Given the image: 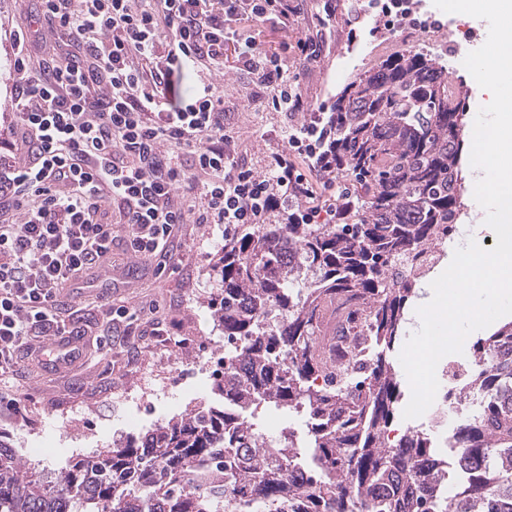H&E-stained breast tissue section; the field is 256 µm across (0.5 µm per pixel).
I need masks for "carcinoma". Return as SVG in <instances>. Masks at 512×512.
Here are the masks:
<instances>
[{"instance_id":"cac0c4a2","label":"carcinoma","mask_w":512,"mask_h":512,"mask_svg":"<svg viewBox=\"0 0 512 512\" xmlns=\"http://www.w3.org/2000/svg\"><path fill=\"white\" fill-rule=\"evenodd\" d=\"M462 98L413 48L347 82L325 116L354 187L336 223L275 212L224 244L223 404L47 475L1 439L0 512H512V321L473 345L449 482L428 434L385 442L400 399L387 351L414 293L386 271L462 215ZM263 406L305 412L307 438H263L245 417Z\"/></svg>"}]
</instances>
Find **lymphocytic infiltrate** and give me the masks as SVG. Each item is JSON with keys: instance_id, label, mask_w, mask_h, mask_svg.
Returning <instances> with one entry per match:
<instances>
[{"instance_id": "obj_1", "label": "lymphocytic infiltrate", "mask_w": 512, "mask_h": 512, "mask_svg": "<svg viewBox=\"0 0 512 512\" xmlns=\"http://www.w3.org/2000/svg\"><path fill=\"white\" fill-rule=\"evenodd\" d=\"M42 0L40 26L15 41L16 112L6 145L16 160L0 173V381L22 364L65 373L85 359L90 336H155L157 324L121 301L95 297L96 319L64 300L110 270L114 252L165 267L184 224H220L225 236L263 223L275 208L296 224L335 223L333 127L322 113L289 129L258 175L214 85L188 103L173 100L183 71L235 59L256 106L303 111L286 60L310 67L336 24L334 0L307 14L303 0ZM55 44L38 70L27 64L44 33ZM191 160L182 165L180 152ZM64 343L44 359L43 341Z\"/></svg>"}]
</instances>
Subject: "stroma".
Masks as SVG:
<instances>
[{"mask_svg": "<svg viewBox=\"0 0 512 512\" xmlns=\"http://www.w3.org/2000/svg\"><path fill=\"white\" fill-rule=\"evenodd\" d=\"M430 17L431 26L418 30L411 47L440 43L448 48V78L465 81V89L480 94L468 78L464 56L473 51L468 42L453 44L448 34L458 26L477 28L486 36L482 19L446 13L433 0H418ZM40 11V0H0V129L6 128L16 110L13 91L15 33L30 32ZM384 20L367 0H340L336 34L312 70L289 64V75L300 78L307 102L306 113L286 117L284 113L259 110L250 100L252 88L242 71L225 67L212 73L211 82L224 91L226 107L242 146L257 173H264L265 157L271 150L288 146L289 125H300L307 112L333 104L347 78L368 70L380 56L381 38L374 32ZM356 29L357 42H349V29ZM184 249L192 256L188 266L167 265L157 269L133 256L126 284L119 293L131 297L132 305L144 316L164 321L170 334L163 343L151 336L139 337L135 359L100 347L92 361L60 374L45 368L32 369L25 377L30 398L20 410L6 406L11 392L0 393V435L5 436L36 468L64 466L80 455L112 447L126 436H139L199 404H216V375L206 362L224 353V335L210 316L218 282L214 268L222 254L224 227L220 224H188L183 228ZM168 382L165 396L141 400L139 387L154 380Z\"/></svg>", "mask_w": 512, "mask_h": 512, "instance_id": "1", "label": "stroma"}]
</instances>
